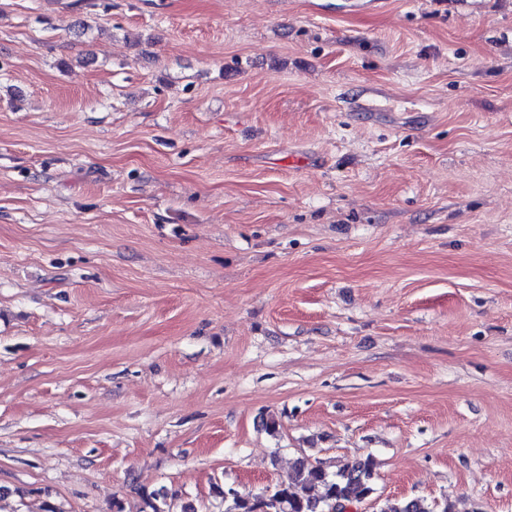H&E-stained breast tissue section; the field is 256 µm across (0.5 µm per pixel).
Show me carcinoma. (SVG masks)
I'll use <instances>...</instances> for the list:
<instances>
[{"mask_svg":"<svg viewBox=\"0 0 512 512\" xmlns=\"http://www.w3.org/2000/svg\"><path fill=\"white\" fill-rule=\"evenodd\" d=\"M373 463L369 458L329 471L324 466L297 462L286 483L275 485L270 493L253 499L242 498L226 489L225 512H332L339 503L356 504L372 497ZM376 512H451L421 498L386 497L377 501Z\"/></svg>","mask_w":512,"mask_h":512,"instance_id":"carcinoma-1","label":"carcinoma"}]
</instances>
